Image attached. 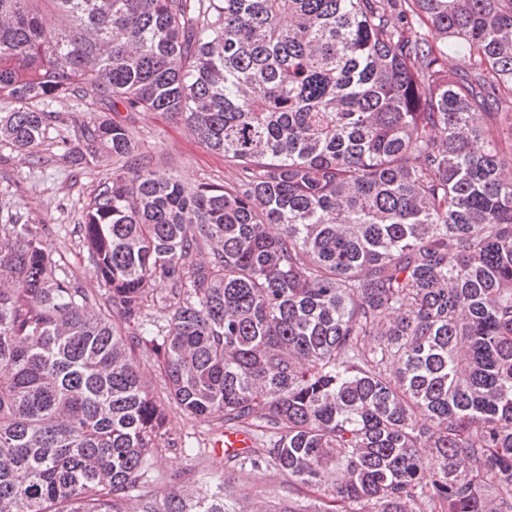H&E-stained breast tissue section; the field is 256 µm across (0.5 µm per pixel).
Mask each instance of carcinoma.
<instances>
[{"instance_id": "1", "label": "carcinoma", "mask_w": 512, "mask_h": 512, "mask_svg": "<svg viewBox=\"0 0 512 512\" xmlns=\"http://www.w3.org/2000/svg\"><path fill=\"white\" fill-rule=\"evenodd\" d=\"M86 83L233 177L115 118L69 142L44 106ZM54 138L112 159L79 225L105 295L0 202V512H301L154 496L172 405L313 512H512V0H0V145ZM116 119L124 122L148 152L154 167L171 169L189 184L201 180L224 182L232 171L224 157L211 153L182 124L162 112H125ZM205 181V180H204Z\"/></svg>"}]
</instances>
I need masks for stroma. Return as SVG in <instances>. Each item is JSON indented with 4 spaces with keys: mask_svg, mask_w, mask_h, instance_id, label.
Instances as JSON below:
<instances>
[{
    "mask_svg": "<svg viewBox=\"0 0 512 512\" xmlns=\"http://www.w3.org/2000/svg\"><path fill=\"white\" fill-rule=\"evenodd\" d=\"M120 119L148 152L155 167L176 172L189 184L201 180L221 182L232 172L222 156L211 153L182 124L159 112H121ZM54 146H41L29 159L17 152L0 149V200L16 203L23 216L44 222L50 242L63 250L85 287L97 281L80 258L82 246L76 232L83 208L94 190L110 172L109 160L81 170L59 158ZM157 470L187 474L190 482L212 483L227 476L270 507H278L289 497L284 477L272 470L235 471L232 462L216 453L166 452Z\"/></svg>",
    "mask_w": 512,
    "mask_h": 512,
    "instance_id": "stroma-1",
    "label": "stroma"
}]
</instances>
